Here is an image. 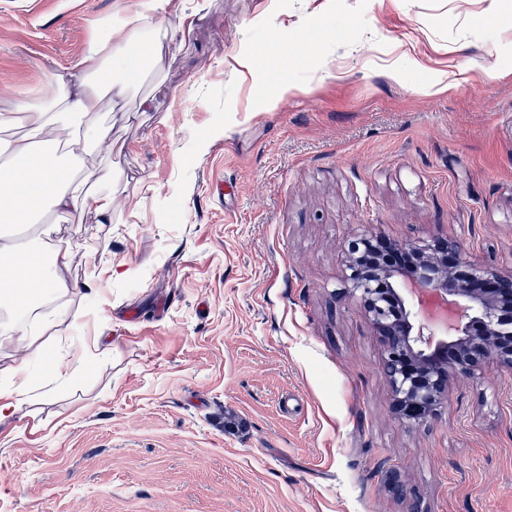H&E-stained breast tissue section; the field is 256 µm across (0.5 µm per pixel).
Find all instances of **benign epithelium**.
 Masks as SVG:
<instances>
[{
    "instance_id": "7a95c632",
    "label": "benign epithelium",
    "mask_w": 512,
    "mask_h": 512,
    "mask_svg": "<svg viewBox=\"0 0 512 512\" xmlns=\"http://www.w3.org/2000/svg\"><path fill=\"white\" fill-rule=\"evenodd\" d=\"M379 243L414 262L386 263L372 253ZM349 252L341 294L365 308L381 337L403 422L438 417L455 376L477 378L490 362L512 373V270L465 260L461 242L448 237L422 248L365 231Z\"/></svg>"
}]
</instances>
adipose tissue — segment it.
Returning <instances> with one entry per match:
<instances>
[{
  "label": "adipose tissue",
  "mask_w": 512,
  "mask_h": 512,
  "mask_svg": "<svg viewBox=\"0 0 512 512\" xmlns=\"http://www.w3.org/2000/svg\"><path fill=\"white\" fill-rule=\"evenodd\" d=\"M196 22L180 13L176 0H141L135 10L118 9L111 43L91 45L67 76L53 77L47 104L22 101L0 113V220L25 224L88 210L100 221L111 220L125 199L113 189L110 170L87 163L112 153L103 106L124 109L157 66L165 43L187 39ZM73 263L70 249L20 250L10 234L0 233V309L20 314L12 325L15 363L0 371V419L17 411L30 391L33 364L50 355L47 335L54 325L36 320L35 313L40 298L64 303L77 291L69 278Z\"/></svg>",
  "instance_id": "adipose-tissue-1"
}]
</instances>
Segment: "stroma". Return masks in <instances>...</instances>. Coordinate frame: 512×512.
Returning a JSON list of instances; mask_svg holds the SVG:
<instances>
[{
  "instance_id": "35a3bbf8",
  "label": "stroma",
  "mask_w": 512,
  "mask_h": 512,
  "mask_svg": "<svg viewBox=\"0 0 512 512\" xmlns=\"http://www.w3.org/2000/svg\"><path fill=\"white\" fill-rule=\"evenodd\" d=\"M136 2L0 0V111ZM184 7L200 20L142 86L158 111L108 120L126 206L42 226L95 283L57 343L96 368L61 383L34 364L0 419V512H512V374L451 381L435 420L404 424L379 336L338 294L368 228L512 269V11Z\"/></svg>"
}]
</instances>
